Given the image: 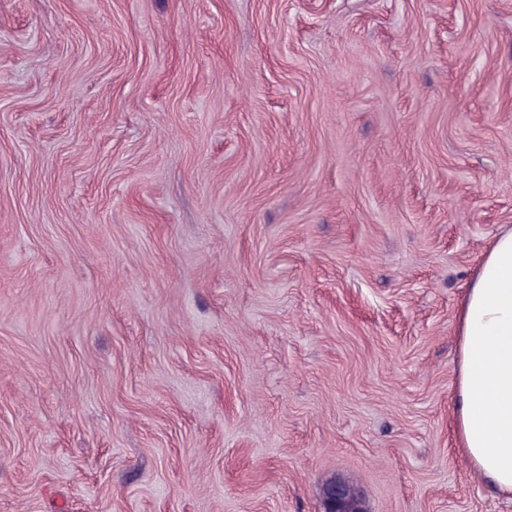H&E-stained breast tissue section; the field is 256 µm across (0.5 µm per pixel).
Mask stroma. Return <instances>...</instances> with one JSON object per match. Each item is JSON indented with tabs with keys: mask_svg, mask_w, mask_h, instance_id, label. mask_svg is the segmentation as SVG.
Masks as SVG:
<instances>
[{
	"mask_svg": "<svg viewBox=\"0 0 512 512\" xmlns=\"http://www.w3.org/2000/svg\"><path fill=\"white\" fill-rule=\"evenodd\" d=\"M512 226V0H0V512H512L456 449ZM350 490L351 485L343 481L329 484L324 491L325 511L339 512V507L348 498Z\"/></svg>",
	"mask_w": 512,
	"mask_h": 512,
	"instance_id": "35a3bbf8",
	"label": "stroma"
}]
</instances>
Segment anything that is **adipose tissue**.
I'll return each instance as SVG.
<instances>
[{"mask_svg": "<svg viewBox=\"0 0 512 512\" xmlns=\"http://www.w3.org/2000/svg\"><path fill=\"white\" fill-rule=\"evenodd\" d=\"M454 404L473 474L512 500V228L495 236L459 308Z\"/></svg>", "mask_w": 512, "mask_h": 512, "instance_id": "adipose-tissue-1", "label": "adipose tissue"}]
</instances>
